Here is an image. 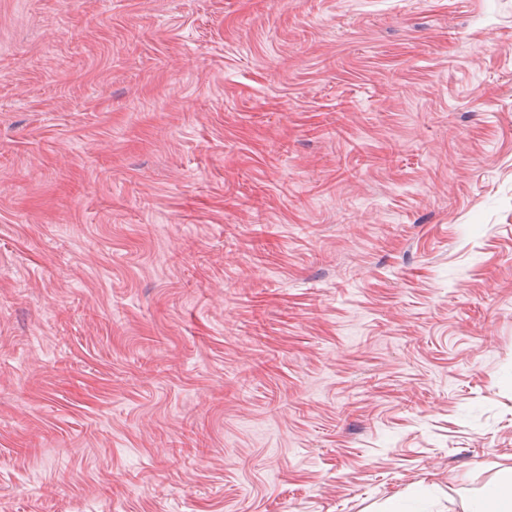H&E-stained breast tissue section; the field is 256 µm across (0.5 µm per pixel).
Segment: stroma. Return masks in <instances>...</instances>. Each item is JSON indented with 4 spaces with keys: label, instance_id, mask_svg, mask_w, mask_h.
<instances>
[{
    "label": "stroma",
    "instance_id": "1",
    "mask_svg": "<svg viewBox=\"0 0 512 512\" xmlns=\"http://www.w3.org/2000/svg\"><path fill=\"white\" fill-rule=\"evenodd\" d=\"M507 467L512 0H0V512Z\"/></svg>",
    "mask_w": 512,
    "mask_h": 512
}]
</instances>
